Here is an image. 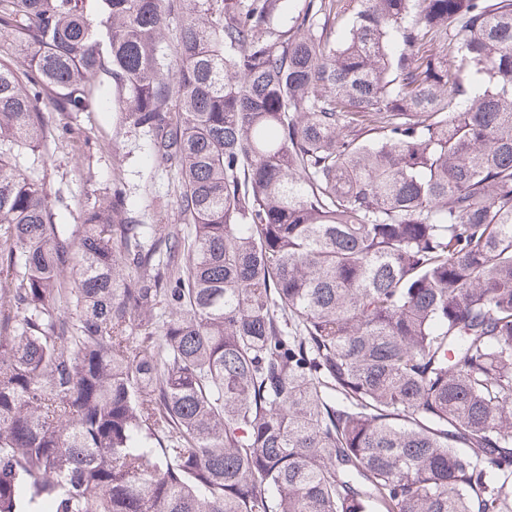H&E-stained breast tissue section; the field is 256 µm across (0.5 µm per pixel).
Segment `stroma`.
Returning <instances> with one entry per match:
<instances>
[{"label":"stroma","mask_w":512,"mask_h":512,"mask_svg":"<svg viewBox=\"0 0 512 512\" xmlns=\"http://www.w3.org/2000/svg\"><path fill=\"white\" fill-rule=\"evenodd\" d=\"M68 123L81 141L80 148L65 140L57 142L43 172L53 209L63 223H81L83 201L109 194L117 175L122 178L129 209L143 223L159 219L178 223L172 178L150 163L140 131L108 108L73 115Z\"/></svg>","instance_id":"1"}]
</instances>
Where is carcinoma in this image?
Returning <instances> with one entry per match:
<instances>
[{
	"mask_svg": "<svg viewBox=\"0 0 512 512\" xmlns=\"http://www.w3.org/2000/svg\"><path fill=\"white\" fill-rule=\"evenodd\" d=\"M296 2L0 0V512H512V0ZM57 120L68 122L82 145L78 151L67 140L58 141L44 172L39 170L61 222L80 224L82 202L106 197L112 192L113 174L118 173L126 190L127 207L143 224H160L157 218H163L161 224L181 223L172 203V176L150 163L145 136L123 123L119 112L106 108L58 116Z\"/></svg>",
	"mask_w": 512,
	"mask_h": 512,
	"instance_id": "obj_1",
	"label": "carcinoma"
}]
</instances>
